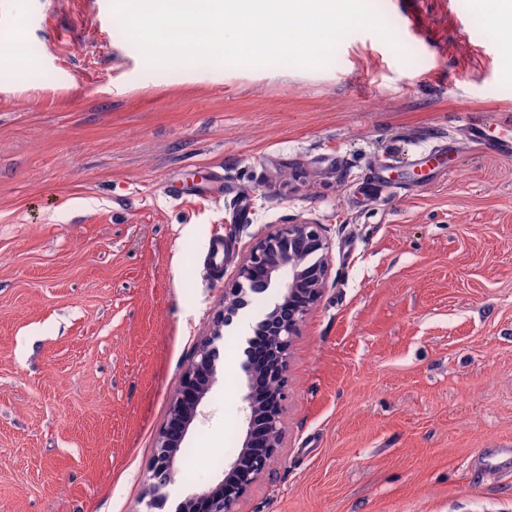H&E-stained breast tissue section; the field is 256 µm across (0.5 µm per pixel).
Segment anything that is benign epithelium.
<instances>
[{
	"label": "benign epithelium",
	"mask_w": 512,
	"mask_h": 512,
	"mask_svg": "<svg viewBox=\"0 0 512 512\" xmlns=\"http://www.w3.org/2000/svg\"><path fill=\"white\" fill-rule=\"evenodd\" d=\"M330 242L322 224H278L258 239L224 289V309L212 336L199 346L187 369L181 393L169 409V423L157 442L152 472L157 476L175 472L177 448L190 426L201 415L200 406L215 382L220 351L216 341L239 311L248 305L247 291L278 290V301L259 322L256 333L271 338L276 371L267 393L256 396L248 389L241 397L240 412L247 424L244 447H249L255 420L263 421L266 447L243 452L224 469L218 483L193 493L177 503L174 512H238V504L253 484L269 469L282 447L283 415L280 401L288 382L290 348L307 317L319 305L331 276Z\"/></svg>",
	"instance_id": "7a95c632"
}]
</instances>
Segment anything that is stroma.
<instances>
[{"label": "stroma", "mask_w": 512, "mask_h": 512, "mask_svg": "<svg viewBox=\"0 0 512 512\" xmlns=\"http://www.w3.org/2000/svg\"><path fill=\"white\" fill-rule=\"evenodd\" d=\"M371 3L410 62L356 31L320 69H153L110 0H0V512H147L225 281L300 222L326 225L331 277L238 512H512V465L476 475L512 448V20ZM223 333L168 512L242 448L246 338Z\"/></svg>", "instance_id": "obj_1"}]
</instances>
